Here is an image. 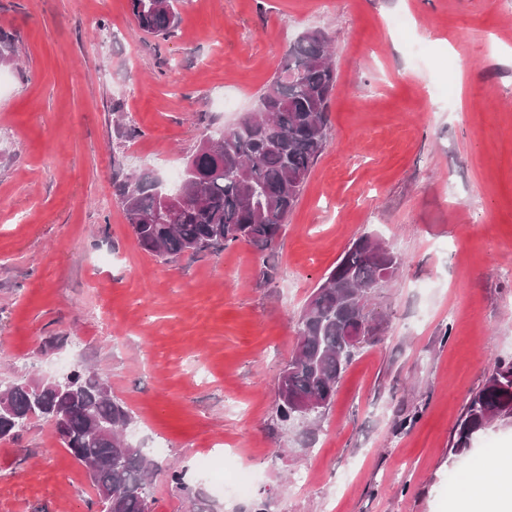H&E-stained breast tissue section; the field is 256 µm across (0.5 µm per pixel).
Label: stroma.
<instances>
[{"mask_svg":"<svg viewBox=\"0 0 512 512\" xmlns=\"http://www.w3.org/2000/svg\"><path fill=\"white\" fill-rule=\"evenodd\" d=\"M162 40L128 0H0V385L95 369L157 456L152 512H458L512 427L451 440L512 360V0H176ZM318 29L337 72L328 144L273 253L171 261L133 238L113 159L179 175L256 109ZM403 259L315 435L276 417L300 314L351 242ZM273 265L264 278L265 265ZM254 476L214 493L198 461ZM184 473V486L170 479ZM306 475L299 486L297 475ZM86 468L50 422L0 441V512H89Z\"/></svg>","mask_w":512,"mask_h":512,"instance_id":"1","label":"stroma"}]
</instances>
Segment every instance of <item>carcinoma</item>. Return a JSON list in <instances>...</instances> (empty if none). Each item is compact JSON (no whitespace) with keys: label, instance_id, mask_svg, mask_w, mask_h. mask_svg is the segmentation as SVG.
Here are the masks:
<instances>
[{"label":"carcinoma","instance_id":"cac0c4a2","mask_svg":"<svg viewBox=\"0 0 512 512\" xmlns=\"http://www.w3.org/2000/svg\"><path fill=\"white\" fill-rule=\"evenodd\" d=\"M129 9L140 30L160 39L178 26L174 0H129ZM335 85L330 40L322 33L301 37L290 45L257 110L200 141L187 157L192 174L182 199L165 202L147 172L116 169L113 187L138 245L165 260L212 253L240 241L271 249L326 148ZM401 264L396 252L378 249L363 235L315 289L288 362L291 398L322 403L310 423L331 404L356 350L349 341L370 318L356 296L370 294L385 272L394 278ZM106 384L82 367L73 369L58 390H38L27 380L13 383L9 412L0 414V440L17 438L32 419L49 421L64 448L88 469L97 491L90 512H152L149 478L158 464L141 448L120 446L132 417L102 392ZM509 423L512 360H501L468 401L451 450L462 454L479 433Z\"/></svg>","mask_w":512,"mask_h":512}]
</instances>
